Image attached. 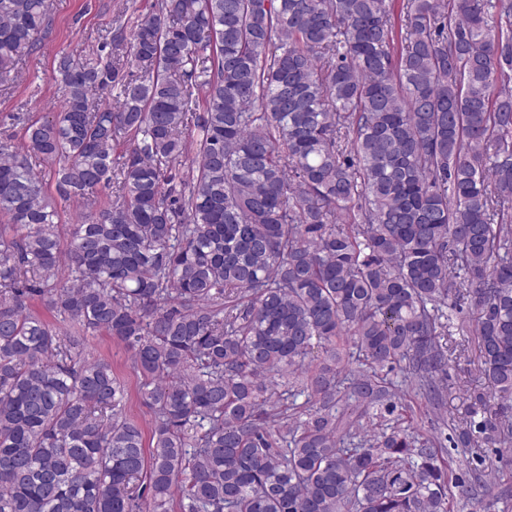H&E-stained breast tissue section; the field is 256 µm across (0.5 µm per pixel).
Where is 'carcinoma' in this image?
Masks as SVG:
<instances>
[{
    "label": "carcinoma",
    "instance_id": "carcinoma-1",
    "mask_svg": "<svg viewBox=\"0 0 512 512\" xmlns=\"http://www.w3.org/2000/svg\"><path fill=\"white\" fill-rule=\"evenodd\" d=\"M48 11L0 0V79ZM109 47L62 54L57 112L0 143V512L492 494L493 466L455 482L401 425L388 374L442 410V306L466 298L502 402L458 441L512 442V0H156ZM60 200L84 208L67 239ZM98 334L132 353L147 446Z\"/></svg>",
    "mask_w": 512,
    "mask_h": 512
}]
</instances>
